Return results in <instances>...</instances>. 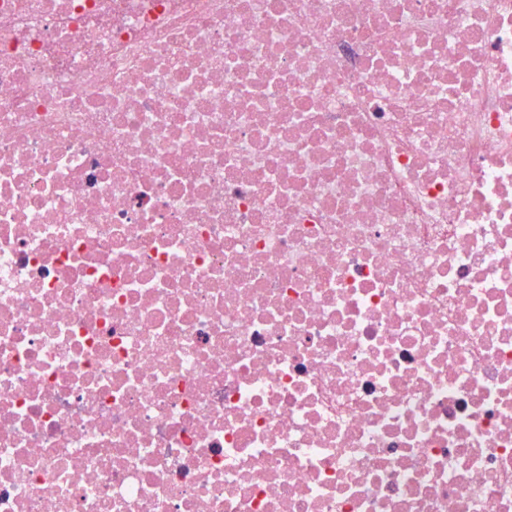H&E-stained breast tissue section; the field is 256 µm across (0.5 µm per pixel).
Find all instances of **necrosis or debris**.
Returning <instances> with one entry per match:
<instances>
[{
  "instance_id": "1",
  "label": "necrosis or debris",
  "mask_w": 512,
  "mask_h": 512,
  "mask_svg": "<svg viewBox=\"0 0 512 512\" xmlns=\"http://www.w3.org/2000/svg\"><path fill=\"white\" fill-rule=\"evenodd\" d=\"M0 512H512V0H0Z\"/></svg>"
}]
</instances>
